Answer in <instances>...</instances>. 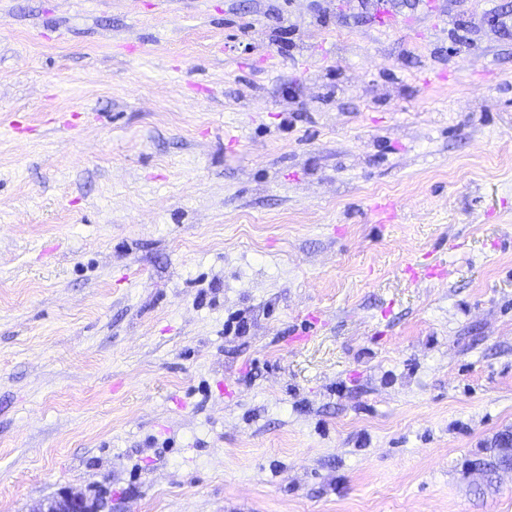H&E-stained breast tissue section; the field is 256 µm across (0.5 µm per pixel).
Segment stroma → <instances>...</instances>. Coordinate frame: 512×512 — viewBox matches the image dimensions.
I'll use <instances>...</instances> for the list:
<instances>
[{
  "mask_svg": "<svg viewBox=\"0 0 512 512\" xmlns=\"http://www.w3.org/2000/svg\"><path fill=\"white\" fill-rule=\"evenodd\" d=\"M504 436L512 0H0V512H512ZM487 455L472 461L470 467L473 470L482 472L487 478L489 485L492 483V475L499 469H512V447L505 448L502 445H496L495 448H486ZM103 508L104 502L69 485L38 501L29 512H103Z\"/></svg>",
  "mask_w": 512,
  "mask_h": 512,
  "instance_id": "1",
  "label": "stroma"
}]
</instances>
